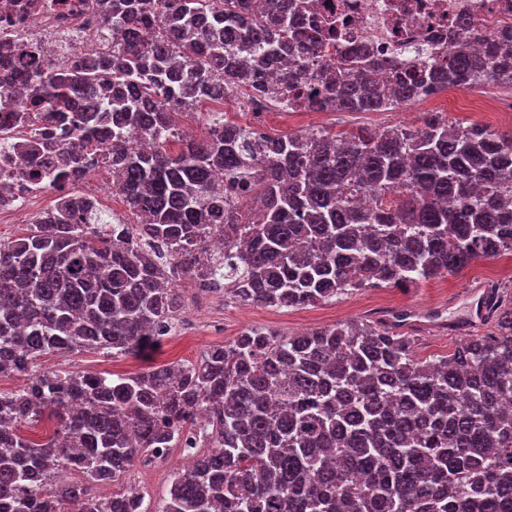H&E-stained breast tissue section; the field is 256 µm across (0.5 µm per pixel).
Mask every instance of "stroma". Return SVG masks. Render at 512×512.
Returning <instances> with one entry per match:
<instances>
[{
	"mask_svg": "<svg viewBox=\"0 0 512 512\" xmlns=\"http://www.w3.org/2000/svg\"><path fill=\"white\" fill-rule=\"evenodd\" d=\"M224 110L245 125L260 123L263 131L273 135H292L316 128L337 132L361 126L386 128L399 125L422 126L429 110L427 103L419 102L413 111L387 112H337L325 117L303 114L287 118L284 113L271 112L262 120H255L240 96L224 100ZM449 121L465 125L489 126L503 135L512 134V90L500 86L484 89L456 90L448 98L444 111ZM496 283L512 289V253L504 252L495 258H477L461 272L448 275L404 292L396 288H366L307 308L286 311L256 305H239L215 301L208 309L201 310L185 303L184 311L195 329L192 340H182L180 335L159 340L136 357H123L108 350H86L55 353L42 357L39 366L45 370L87 373H126L147 369L160 364H187L200 360L212 347L235 339L247 328H263L284 334H296L347 320L378 319L394 310L415 308L419 311L437 312L445 326L436 331L419 333L415 348L421 359L432 360L451 354L465 336L492 333V324L485 323L473 329H464L469 290L477 284ZM180 468L177 456L160 460L147 471L132 467L126 475L128 484L135 486L151 508L162 506L174 475Z\"/></svg>",
	"mask_w": 512,
	"mask_h": 512,
	"instance_id": "stroma-1",
	"label": "stroma"
}]
</instances>
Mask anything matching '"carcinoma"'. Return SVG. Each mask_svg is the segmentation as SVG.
Masks as SVG:
<instances>
[{
	"instance_id": "cac0c4a2",
	"label": "carcinoma",
	"mask_w": 512,
	"mask_h": 512,
	"mask_svg": "<svg viewBox=\"0 0 512 512\" xmlns=\"http://www.w3.org/2000/svg\"><path fill=\"white\" fill-rule=\"evenodd\" d=\"M314 0H95L112 53L28 76L14 122L48 131L32 166L78 182L111 139L112 188L132 215L77 194L54 220L0 243V512H512V295L492 288L497 332L423 361L380 319L298 335L246 329L191 364L133 375L38 368L60 350L132 355L182 308L176 288L224 234L214 274L240 305L298 309L364 288H417L512 251V136L430 113L419 128L256 135L206 112L203 140L175 131L191 111L247 87L280 103L307 78L319 106L382 112L450 88L512 87V23L495 39L462 20L445 60L404 80L359 55L310 71L296 27ZM277 71V83L268 72ZM77 124L78 142L53 136ZM180 150L170 151V137ZM136 138L137 148L128 145ZM224 178H218V174ZM203 411L212 450L179 472L156 511L116 483L144 451L170 448ZM56 421L39 441L19 431ZM72 473L81 480L65 481Z\"/></svg>"
}]
</instances>
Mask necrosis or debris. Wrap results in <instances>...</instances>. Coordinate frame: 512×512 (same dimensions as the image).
<instances>
[{
	"label": "necrosis or debris",
	"mask_w": 512,
	"mask_h": 512,
	"mask_svg": "<svg viewBox=\"0 0 512 512\" xmlns=\"http://www.w3.org/2000/svg\"><path fill=\"white\" fill-rule=\"evenodd\" d=\"M487 25L512 22V0H317L313 11L298 20L302 31L329 19L344 22L341 39L325 42L321 57L358 54L384 76L394 69H422L424 62L446 52L448 36L460 18ZM35 45L27 60L29 72L62 69L69 58L111 51L112 37L97 11L82 0H0V31ZM27 133L0 138V194L13 189L14 198L0 204V221L38 222L52 191L46 171L33 169L25 150Z\"/></svg>",
	"instance_id": "4bbe7bcc"
}]
</instances>
